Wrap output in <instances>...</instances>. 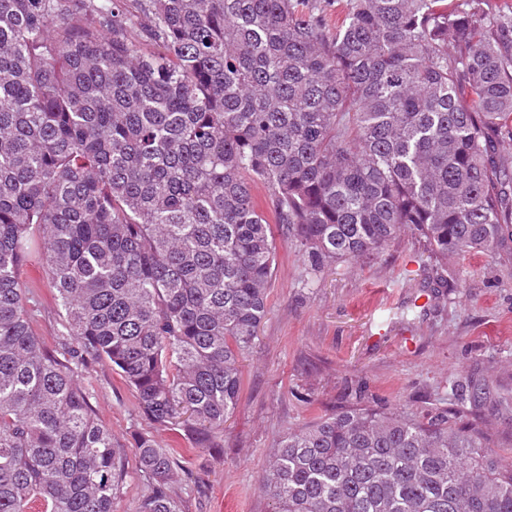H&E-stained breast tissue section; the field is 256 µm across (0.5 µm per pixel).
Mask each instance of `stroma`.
Masks as SVG:
<instances>
[{"mask_svg": "<svg viewBox=\"0 0 512 512\" xmlns=\"http://www.w3.org/2000/svg\"><path fill=\"white\" fill-rule=\"evenodd\" d=\"M273 232L268 312L243 356V390L219 436L222 453L182 461L183 512H271L263 477L280 437L356 406L425 419L459 409L512 467V269L494 257L455 259L448 268L457 287L435 289L423 243L406 231L372 260L313 275L284 230ZM21 277L34 287L39 335L64 344L39 262L26 263ZM472 380L485 388L477 404L468 396ZM81 384L124 447L140 434L167 443L168 431L140 413L134 392L108 367L90 365Z\"/></svg>", "mask_w": 512, "mask_h": 512, "instance_id": "obj_1", "label": "stroma"}]
</instances>
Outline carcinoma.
I'll use <instances>...</instances> for the list:
<instances>
[{
    "label": "carcinoma",
    "mask_w": 512,
    "mask_h": 512,
    "mask_svg": "<svg viewBox=\"0 0 512 512\" xmlns=\"http://www.w3.org/2000/svg\"><path fill=\"white\" fill-rule=\"evenodd\" d=\"M326 2L148 0L144 26L125 0H0V512H114L126 452L92 363L172 434L135 440L136 512H183L179 459L219 447L267 312L273 224L314 274L406 229L441 288L451 257L512 262V18L346 0L331 27ZM32 258L61 349L33 326ZM263 484L274 512H512V469L451 410L321 416Z\"/></svg>",
    "instance_id": "carcinoma-1"
}]
</instances>
